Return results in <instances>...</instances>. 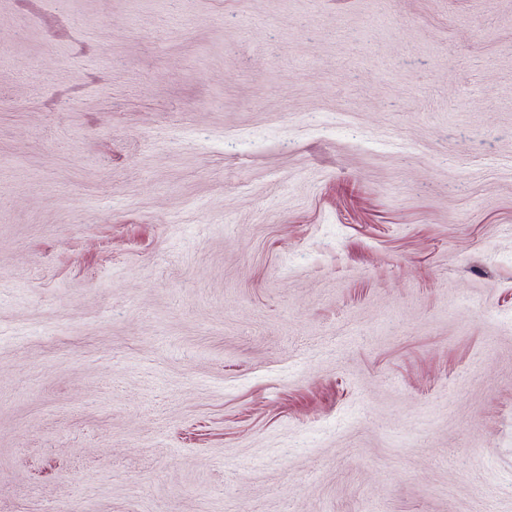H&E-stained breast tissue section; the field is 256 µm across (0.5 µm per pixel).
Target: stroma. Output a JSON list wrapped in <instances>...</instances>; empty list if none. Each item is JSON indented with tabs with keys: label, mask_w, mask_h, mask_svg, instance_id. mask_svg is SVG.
I'll return each instance as SVG.
<instances>
[{
	"label": "stroma",
	"mask_w": 512,
	"mask_h": 512,
	"mask_svg": "<svg viewBox=\"0 0 512 512\" xmlns=\"http://www.w3.org/2000/svg\"><path fill=\"white\" fill-rule=\"evenodd\" d=\"M0 512H512V0H0Z\"/></svg>",
	"instance_id": "obj_1"
}]
</instances>
